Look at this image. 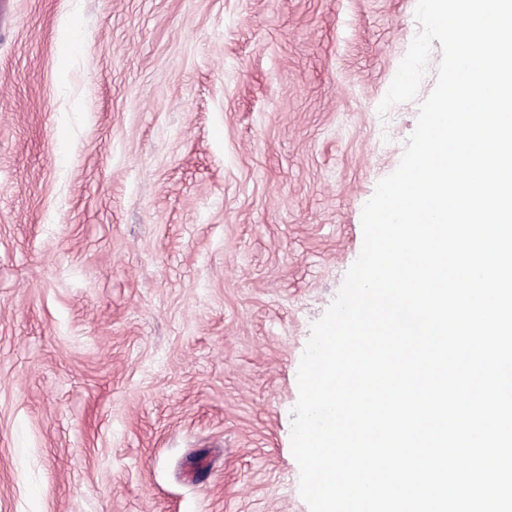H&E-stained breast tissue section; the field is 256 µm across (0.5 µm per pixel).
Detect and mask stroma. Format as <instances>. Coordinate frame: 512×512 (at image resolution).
Instances as JSON below:
<instances>
[{"mask_svg": "<svg viewBox=\"0 0 512 512\" xmlns=\"http://www.w3.org/2000/svg\"><path fill=\"white\" fill-rule=\"evenodd\" d=\"M417 0H0V512H309L312 325L421 98Z\"/></svg>", "mask_w": 512, "mask_h": 512, "instance_id": "1", "label": "stroma"}]
</instances>
